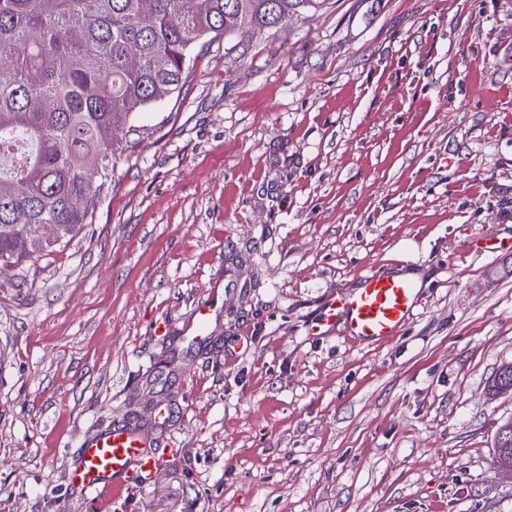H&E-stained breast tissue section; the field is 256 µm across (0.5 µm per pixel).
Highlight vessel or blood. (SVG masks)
<instances>
[{"label":"vessel or blood","instance_id":"b4317fda","mask_svg":"<svg viewBox=\"0 0 512 512\" xmlns=\"http://www.w3.org/2000/svg\"><path fill=\"white\" fill-rule=\"evenodd\" d=\"M359 280V288L326 300L308 334L339 330L368 346L390 343L401 334L419 307L422 281L403 271L380 270L366 272ZM217 306L218 297L212 291L197 304L186 328L191 340L205 338ZM77 458L74 480L102 496L121 494L131 472L149 473L160 465L159 457L148 451L146 440L123 424L85 439Z\"/></svg>","mask_w":512,"mask_h":512}]
</instances>
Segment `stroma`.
I'll use <instances>...</instances> for the list:
<instances>
[{"mask_svg":"<svg viewBox=\"0 0 512 512\" xmlns=\"http://www.w3.org/2000/svg\"><path fill=\"white\" fill-rule=\"evenodd\" d=\"M503 2L327 0L193 46L118 133L92 223L0 273V512H512V394L487 389L512 249H471L512 238ZM403 265L424 288L393 342L307 336L327 296ZM118 421L165 454L113 499L70 472ZM217 306V294H215L213 289H210L207 297L197 304L193 312V318L186 327L187 336L192 341H202L205 338L209 323L217 311ZM495 461L500 467L512 468V419L499 428L495 441Z\"/></svg>","mask_w":512,"mask_h":512,"instance_id":"obj_1","label":"stroma"}]
</instances>
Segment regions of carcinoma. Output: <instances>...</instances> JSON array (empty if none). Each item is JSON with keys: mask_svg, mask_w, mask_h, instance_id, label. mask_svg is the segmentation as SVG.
Returning <instances> with one entry per match:
<instances>
[{"mask_svg": "<svg viewBox=\"0 0 512 512\" xmlns=\"http://www.w3.org/2000/svg\"><path fill=\"white\" fill-rule=\"evenodd\" d=\"M326 0H0V270L35 261L92 223L112 183L115 134L177 90L191 46L264 30ZM512 389V362L490 390ZM495 461L512 468V419Z\"/></svg>", "mask_w": 512, "mask_h": 512, "instance_id": "carcinoma-1", "label": "carcinoma"}]
</instances>
